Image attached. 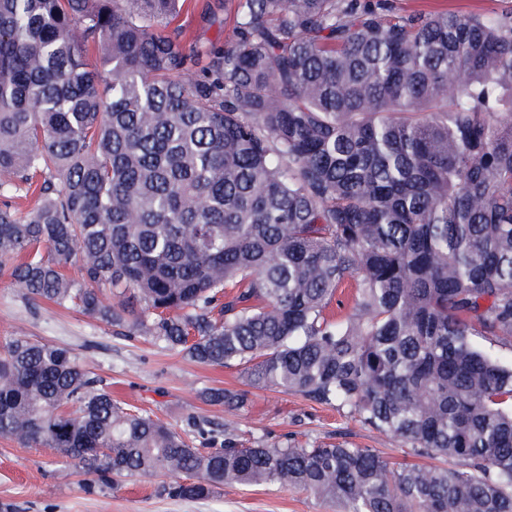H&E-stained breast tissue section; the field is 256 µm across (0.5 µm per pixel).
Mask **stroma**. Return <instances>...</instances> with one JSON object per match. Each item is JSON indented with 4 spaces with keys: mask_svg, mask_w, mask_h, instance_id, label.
Returning a JSON list of instances; mask_svg holds the SVG:
<instances>
[{
    "mask_svg": "<svg viewBox=\"0 0 512 512\" xmlns=\"http://www.w3.org/2000/svg\"><path fill=\"white\" fill-rule=\"evenodd\" d=\"M230 11L229 0H187L175 24L187 44L219 48L234 37ZM19 335L69 348L114 399L177 428L196 416L219 430L237 425L246 446L262 436L347 441L376 449L393 463L413 460L397 440L296 395L255 391L254 406L246 414L207 404L198 390L239 387L238 367L203 366L77 309L29 299L0 274V344ZM159 483L156 477H125L115 487H103L53 449L0 438V512H333L293 488L235 487L189 501L160 495Z\"/></svg>",
    "mask_w": 512,
    "mask_h": 512,
    "instance_id": "35a3bbf8",
    "label": "stroma"
}]
</instances>
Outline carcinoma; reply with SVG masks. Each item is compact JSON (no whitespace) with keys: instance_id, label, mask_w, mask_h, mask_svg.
Masks as SVG:
<instances>
[{"instance_id":"obj_1","label":"carcinoma","mask_w":512,"mask_h":512,"mask_svg":"<svg viewBox=\"0 0 512 512\" xmlns=\"http://www.w3.org/2000/svg\"><path fill=\"white\" fill-rule=\"evenodd\" d=\"M179 2L0 0V194L40 180L26 215L0 207V269L241 367L211 405L280 389L448 466L179 432L25 336L0 345V436L172 498L270 485L342 512H512V365L472 340L512 342V0H235V40L195 50L164 33ZM501 4V0H397L399 9L406 13L446 8L460 13L482 12Z\"/></svg>"}]
</instances>
